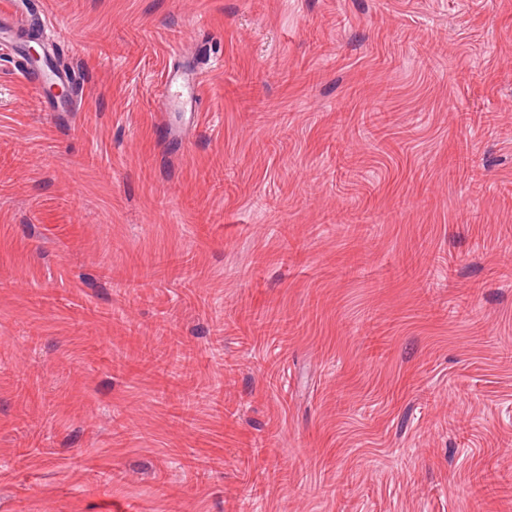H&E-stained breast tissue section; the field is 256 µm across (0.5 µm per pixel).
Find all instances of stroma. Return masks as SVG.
I'll return each mask as SVG.
<instances>
[{
	"instance_id": "35a3bbf8",
	"label": "stroma",
	"mask_w": 512,
	"mask_h": 512,
	"mask_svg": "<svg viewBox=\"0 0 512 512\" xmlns=\"http://www.w3.org/2000/svg\"><path fill=\"white\" fill-rule=\"evenodd\" d=\"M44 2L68 104L13 75L46 27L0 44V512H512V0ZM170 335V352L162 359V366L158 367L168 384L181 382L187 377L185 371V362L191 358L190 353L181 348L182 342L176 337Z\"/></svg>"
}]
</instances>
